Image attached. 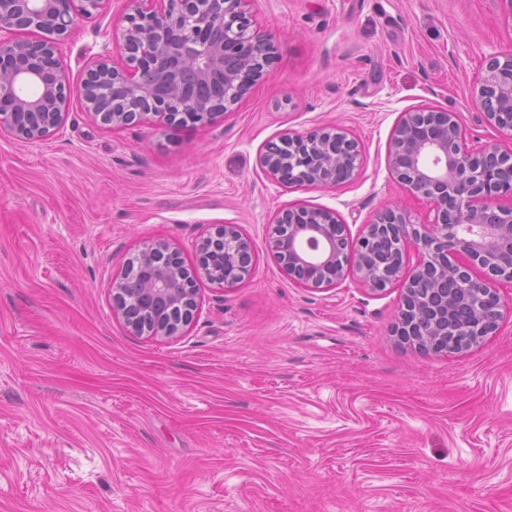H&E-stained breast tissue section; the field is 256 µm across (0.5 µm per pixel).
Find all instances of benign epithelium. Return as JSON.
Wrapping results in <instances>:
<instances>
[{"mask_svg":"<svg viewBox=\"0 0 512 512\" xmlns=\"http://www.w3.org/2000/svg\"><path fill=\"white\" fill-rule=\"evenodd\" d=\"M107 0H0V134L36 140L61 128L67 120L65 72L54 42L15 37L30 27L68 36L82 17L103 8ZM249 0H129L132 13L122 29L126 65L107 59L87 67L82 86L86 110L105 125L121 128L148 118L170 124L188 114L207 125L238 103L252 84L267 75L272 37L248 17ZM163 72L168 90L157 98L150 77ZM219 77L224 99L193 93ZM473 100L487 122L512 139V54L488 58L475 85ZM288 154L269 142L260 154L268 179L281 186L330 188L336 171L354 177L361 162L359 143L340 129H316L306 135L278 139ZM388 164L392 176L413 195L430 202L434 218L414 223L399 206L382 209L365 225L354 245L347 225L336 213L294 205L271 222L270 247L288 275L301 288H334L352 276L374 291L393 283L404 290L398 332L415 347L435 353H461L491 334L501 317V299L493 288L512 282V151L474 152L454 112L414 110L402 114L393 130ZM392 242L391 257L380 262L365 248L373 234ZM421 260L405 270L408 242ZM209 263L189 269L174 262L176 251L163 240L142 244L136 257L149 275L145 300L162 310L152 326H141L123 303L129 263L112 280L114 311L136 335L170 338L182 333L197 311V285L202 280L233 288L253 270L250 239L237 224L206 234L198 244ZM457 279L474 312L473 318L443 338L432 322L423 332L421 315L429 299L418 286L435 292L448 278Z\"/></svg>","mask_w":512,"mask_h":512,"instance_id":"benign-epithelium-1","label":"benign epithelium"}]
</instances>
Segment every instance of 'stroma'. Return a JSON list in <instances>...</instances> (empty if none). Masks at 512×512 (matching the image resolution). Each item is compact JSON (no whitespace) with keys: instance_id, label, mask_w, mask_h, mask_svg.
<instances>
[{"instance_id":"1","label":"stroma","mask_w":512,"mask_h":512,"mask_svg":"<svg viewBox=\"0 0 512 512\" xmlns=\"http://www.w3.org/2000/svg\"><path fill=\"white\" fill-rule=\"evenodd\" d=\"M128 0L57 40L68 119L0 136V512H512V283L495 331L458 354L393 334L403 290L291 283L269 222L304 204L358 239L425 199L387 165L402 113H457L471 150L512 149L472 90L512 52L500 0H252L274 62L210 125L113 128L84 108L87 65L125 63ZM341 128L363 162L333 188H285L258 156L286 133ZM224 224L255 267L199 282L180 336L131 334L112 280L145 242L187 266Z\"/></svg>"}]
</instances>
